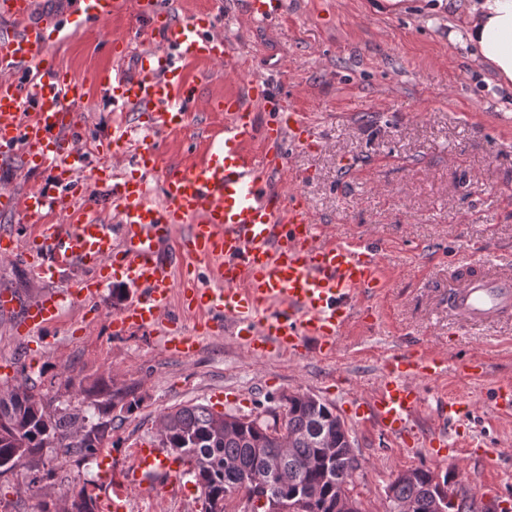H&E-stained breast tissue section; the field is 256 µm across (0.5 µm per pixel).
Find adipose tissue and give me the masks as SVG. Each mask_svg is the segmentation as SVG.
I'll return each instance as SVG.
<instances>
[{
    "mask_svg": "<svg viewBox=\"0 0 512 512\" xmlns=\"http://www.w3.org/2000/svg\"><path fill=\"white\" fill-rule=\"evenodd\" d=\"M453 17L450 39H461L497 85L512 89V0H466Z\"/></svg>",
    "mask_w": 512,
    "mask_h": 512,
    "instance_id": "adipose-tissue-1",
    "label": "adipose tissue"
}]
</instances>
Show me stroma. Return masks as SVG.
I'll return each mask as SVG.
<instances>
[{
  "mask_svg": "<svg viewBox=\"0 0 512 512\" xmlns=\"http://www.w3.org/2000/svg\"><path fill=\"white\" fill-rule=\"evenodd\" d=\"M211 9L216 31L228 39L232 64L194 61L187 77L200 88L195 111L209 130H220L216 108L225 96L245 94L253 79L271 83L284 109L302 114L320 146L296 148L275 185L300 189L321 229L336 239L369 237L382 243L383 286L339 340L336 357L251 362L230 337L204 336L194 358L168 355L157 336L113 335L109 322L130 298L125 284H106L96 300L73 303L69 275H33L22 260L0 259V383L36 380L54 402L81 401V387L113 384L135 390L137 406L95 458L58 457V494L87 488L96 512H105L103 467L124 468L132 448L155 439L157 420L171 408L215 404L238 416H267L281 397L304 391L332 404L350 429L360 467L353 492L365 512H392L387 487L399 471L453 468L460 484L512 506V415L498 414L491 393L512 377V318L463 326L448 312V271L478 257L512 265V90L498 87L461 43L448 39L446 0H401L376 9L374 0H285L282 17L251 20L245 0H176L183 18ZM125 39L134 49H160L130 16L52 44L48 60L86 84L79 108L91 138H104L115 121L147 136L148 119L114 112L97 82L118 61L107 43ZM163 158L192 163L204 147L193 126L158 133ZM56 293L59 320L46 329L48 348L28 356L31 337L16 327L25 304ZM399 348L443 355L448 369L428 387L471 402L473 413L448 429L452 459L434 460L430 448L406 452L368 416L355 413L359 397L376 382L387 356ZM478 359L486 376L460 375L459 360ZM129 512H201L198 498H163L128 492Z\"/></svg>",
  "mask_w": 512,
  "mask_h": 512,
  "instance_id": "1",
  "label": "stroma"
}]
</instances>
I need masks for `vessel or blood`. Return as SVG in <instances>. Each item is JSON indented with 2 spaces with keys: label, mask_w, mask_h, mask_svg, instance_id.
<instances>
[{
  "label": "vessel or blood",
  "mask_w": 512,
  "mask_h": 512,
  "mask_svg": "<svg viewBox=\"0 0 512 512\" xmlns=\"http://www.w3.org/2000/svg\"><path fill=\"white\" fill-rule=\"evenodd\" d=\"M35 0H0V12L15 24L0 28V62L26 72L27 80L0 81V165L24 171H50L58 187L33 189L16 203L22 215L39 225L37 243L20 250L16 238L0 235V257L23 256L39 276L56 270L85 268L71 285L72 302L96 296L118 280L136 290L114 314V333L161 331L169 354L190 358L197 336L179 327L175 307L204 318L210 333L228 332L252 360L323 358L337 351V340L358 314L357 295L380 284V247L339 242L320 232L301 193L272 185L284 171L291 149L311 144L315 132L296 112H283L282 98L265 81L253 82L247 97L226 96L227 120L218 132H205L201 161L165 162L161 145L146 138L131 145V130L117 123L111 142L126 147L131 173L105 166L94 182L117 218L101 222L95 203L75 206L70 188L86 167L81 146L85 133L70 109L84 99V83L46 60L48 28L75 34L99 27L110 18L136 13L162 49L141 53L134 73L116 69L100 84L113 110L145 112L153 130L179 125L196 102L197 85L187 80L182 63L230 60L227 41L216 33L214 12L176 19L167 0H74L64 19L32 22ZM252 19L269 21L283 11V0H248ZM271 117L265 130L270 149L257 156L247 145L256 134L254 106ZM155 180L160 202L149 199L147 182ZM58 213L63 223L48 224ZM205 265L206 282L176 288L172 259ZM448 307L468 322L489 321L512 313V274L491 262L480 272L454 282ZM60 305L46 295L30 303L18 334L48 328ZM446 369L444 358L403 351L385 366L361 410L389 438L410 445L414 425L428 396L425 386ZM470 412L459 397L443 398L433 446L446 450V428ZM177 488L193 494L197 485L184 457L151 441L137 446L132 463L112 480L106 512H128L127 492Z\"/></svg>",
  "instance_id": "vessel-or-blood-1"
}]
</instances>
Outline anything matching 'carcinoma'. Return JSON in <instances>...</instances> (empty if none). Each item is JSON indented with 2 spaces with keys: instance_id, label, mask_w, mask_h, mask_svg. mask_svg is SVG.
<instances>
[{
  "instance_id": "obj_1",
  "label": "carcinoma",
  "mask_w": 512,
  "mask_h": 512,
  "mask_svg": "<svg viewBox=\"0 0 512 512\" xmlns=\"http://www.w3.org/2000/svg\"><path fill=\"white\" fill-rule=\"evenodd\" d=\"M86 394L103 397L98 419L88 420L79 406L50 409L36 383L0 387V463L23 460L29 484L54 477L46 459L61 453L78 461L94 457L115 429L112 410L130 413L136 405L130 388H96ZM284 411L273 423L236 417L204 404H189L164 413L158 420L162 447L187 456L203 501V512H226V502L243 490L255 503L252 512H273L303 502L306 512H336V483L352 479L359 460L348 448L349 428L333 407L319 399L284 397ZM334 447L324 448L318 434ZM409 483L388 487L394 507L412 504V512H436L430 491L438 473L413 469ZM93 495L81 489L58 505L44 503L42 512H95Z\"/></svg>"
}]
</instances>
